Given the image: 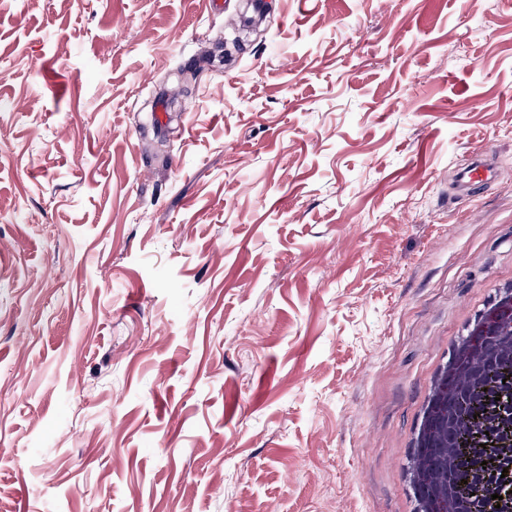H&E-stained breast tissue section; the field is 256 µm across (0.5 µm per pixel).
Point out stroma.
Masks as SVG:
<instances>
[{
	"mask_svg": "<svg viewBox=\"0 0 512 512\" xmlns=\"http://www.w3.org/2000/svg\"><path fill=\"white\" fill-rule=\"evenodd\" d=\"M265 2L0 0V512H414L512 284V0ZM482 155L481 151L476 152L474 161L457 173V184L463 196H468L474 185L494 180L496 177L494 168L481 159Z\"/></svg>",
	"mask_w": 512,
	"mask_h": 512,
	"instance_id": "stroma-1",
	"label": "stroma"
}]
</instances>
